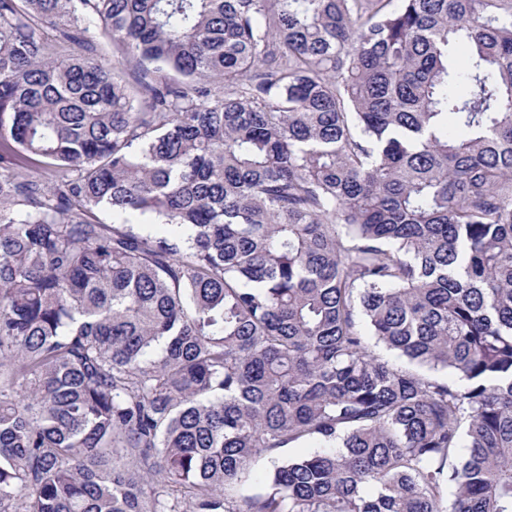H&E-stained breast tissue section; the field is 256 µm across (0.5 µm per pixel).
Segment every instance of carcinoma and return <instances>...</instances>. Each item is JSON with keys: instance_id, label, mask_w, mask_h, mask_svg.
<instances>
[{"instance_id": "cac0c4a2", "label": "carcinoma", "mask_w": 512, "mask_h": 512, "mask_svg": "<svg viewBox=\"0 0 512 512\" xmlns=\"http://www.w3.org/2000/svg\"><path fill=\"white\" fill-rule=\"evenodd\" d=\"M0 512H512V0H0ZM91 46L95 53H103L105 55L106 61L111 64L116 73L124 76L126 79L132 78L131 68L126 63L124 56L113 49L111 44H107L101 36L94 38ZM316 450L317 444L315 441H305L293 445L290 448H285L275 458H270L264 455L258 457L252 465V471L250 475L247 477L246 481L241 487V492L244 495H248L257 491V489L262 486L267 473L273 469L274 461L278 463L288 458L313 453Z\"/></svg>"}]
</instances>
